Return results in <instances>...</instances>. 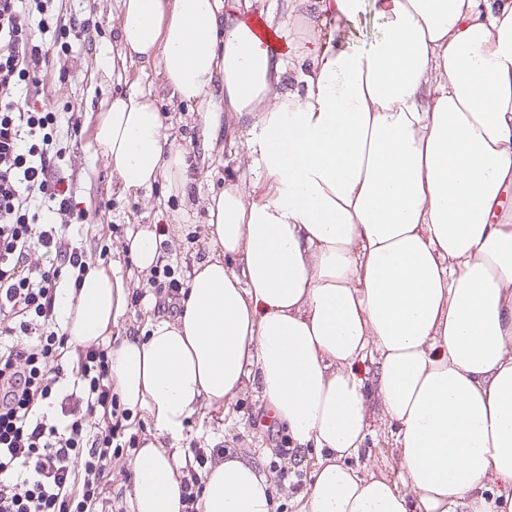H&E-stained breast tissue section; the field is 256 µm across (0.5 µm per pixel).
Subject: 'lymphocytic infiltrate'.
<instances>
[{"mask_svg": "<svg viewBox=\"0 0 512 512\" xmlns=\"http://www.w3.org/2000/svg\"><path fill=\"white\" fill-rule=\"evenodd\" d=\"M54 0H0V512H90L117 450L136 447L119 421L108 350L71 349L59 297L89 266L70 234L74 209L57 176V116L38 108L53 49ZM64 216L44 222V212ZM49 263L32 260L35 250ZM75 353L71 389L62 360Z\"/></svg>", "mask_w": 512, "mask_h": 512, "instance_id": "1", "label": "lymphocytic infiltrate"}]
</instances>
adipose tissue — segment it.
<instances>
[{
	"mask_svg": "<svg viewBox=\"0 0 512 512\" xmlns=\"http://www.w3.org/2000/svg\"><path fill=\"white\" fill-rule=\"evenodd\" d=\"M311 1L337 33L297 44L264 0H122L119 56L158 65L204 142L224 112L250 121L256 161L251 184L208 198L210 254L176 312L109 354L122 402L171 441L131 460L132 512H184L174 444L247 388L319 452L299 512H512V0H291L298 25ZM366 6L385 30L361 48ZM94 137L124 192L187 198V151L152 92L113 96ZM126 296L86 274L69 344L103 341ZM376 417L402 483L349 464ZM272 500L220 456L196 507Z\"/></svg>",
	"mask_w": 512,
	"mask_h": 512,
	"instance_id": "adipose-tissue-1",
	"label": "adipose tissue"
}]
</instances>
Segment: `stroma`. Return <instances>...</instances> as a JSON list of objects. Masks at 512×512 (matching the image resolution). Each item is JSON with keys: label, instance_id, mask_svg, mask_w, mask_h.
<instances>
[{"label": "stroma", "instance_id": "stroma-1", "mask_svg": "<svg viewBox=\"0 0 512 512\" xmlns=\"http://www.w3.org/2000/svg\"><path fill=\"white\" fill-rule=\"evenodd\" d=\"M120 10V0H56L55 14L78 35L71 38L64 53L54 57L51 71L63 68L67 74L63 80L50 81L42 101L48 111L64 119L78 116L83 124L76 137L61 140L64 159L59 174L77 208L100 212L99 221L75 229L89 263L120 277L127 287V312L109 335L115 345L146 329L158 305L167 299L154 273L137 268L125 247L128 236L145 225L164 228L161 266L170 269L175 278L186 280L192 262L206 255L200 237L208 222L209 195L222 190L227 179L247 181L253 175L246 159L248 122L225 119L223 136L211 151H203L197 112L168 97L157 66L113 62ZM133 90L153 92L165 116L168 140L188 152L195 168L188 203L165 196L158 184L134 195L122 191L94 140V126L106 102L114 94ZM181 453L198 476L205 464L222 454L247 460L271 477L273 512H297L298 499L307 490L317 461L316 449L290 447L284 428L269 421L264 406L249 390L238 397L231 411L212 408L193 416L184 432ZM135 455V449H124L91 512H131L127 493L133 472L129 462ZM362 462L393 482H401L399 454L388 424L375 421Z\"/></svg>", "mask_w": 512, "mask_h": 512}]
</instances>
